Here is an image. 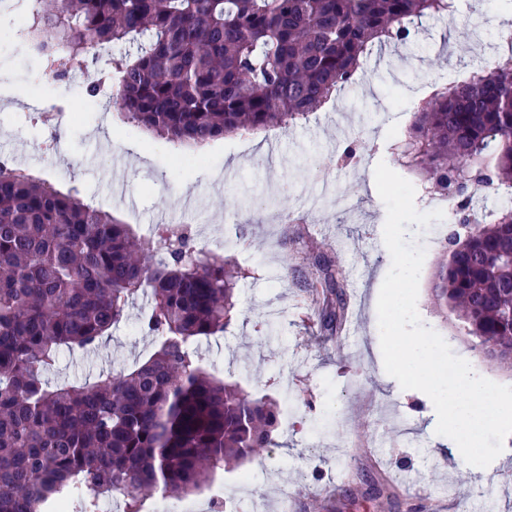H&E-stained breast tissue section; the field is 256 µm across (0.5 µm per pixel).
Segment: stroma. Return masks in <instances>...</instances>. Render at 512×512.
<instances>
[{"instance_id":"obj_1","label":"stroma","mask_w":512,"mask_h":512,"mask_svg":"<svg viewBox=\"0 0 512 512\" xmlns=\"http://www.w3.org/2000/svg\"><path fill=\"white\" fill-rule=\"evenodd\" d=\"M512 22L505 0H460L454 20L423 18L412 39L397 46L396 76L364 60L357 87L332 96L308 121L237 133L199 146L177 144L124 120L117 109L85 95L100 66L90 63L59 81L35 58L0 45V154L56 189H77L85 202L139 230L188 224L196 244L223 254L242 274L238 315L226 332L195 344L200 364L255 397L278 401L276 445L234 470L221 471L192 500L210 512L213 489L236 512H457L446 487L466 493L496 483L512 467V436L485 468L456 460L436 434L435 409L417 390L402 389L384 369L376 304L391 267L384 244L386 207L369 185L378 162L392 170L402 116L423 105L415 89L431 80L452 84L458 73L486 65L499 25ZM59 113L47 129L36 113ZM50 142L37 151L35 142ZM361 161L338 164L348 142ZM126 168V196L114 195L112 170ZM301 243L283 247L284 238ZM445 255L427 246L417 311L424 327L449 340L453 353L496 383L512 386V367L486 361L455 316L441 313L430 288ZM352 271L346 290L356 339L321 325L311 297L316 260ZM147 307L138 298L127 318L96 351L62 353L49 384H81L131 367L154 350L140 330ZM383 438L384 452L370 446ZM424 473L436 493L422 497L411 480ZM384 489L375 497V489Z\"/></svg>"}]
</instances>
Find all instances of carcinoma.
<instances>
[{"instance_id":"cac0c4a2","label":"carcinoma","mask_w":512,"mask_h":512,"mask_svg":"<svg viewBox=\"0 0 512 512\" xmlns=\"http://www.w3.org/2000/svg\"><path fill=\"white\" fill-rule=\"evenodd\" d=\"M457 0H60L22 34L57 79L102 48L132 46L88 84L112 81L125 117L180 144L294 123L358 84L376 48L405 43L424 16L454 17ZM498 64L432 91L406 132L401 165L420 185L469 180L455 239L432 286L483 348L512 351V206L469 208L473 189L512 194V43ZM322 295L344 292L322 269ZM235 271L196 247L188 228L136 236L129 226L46 181L0 167V512H49L62 501L98 512L107 493L125 512L161 490L182 500L202 479L276 445L279 408L209 374L192 345L236 311ZM149 302L146 360L79 386H50L59 352L99 348L131 301Z\"/></svg>"}]
</instances>
